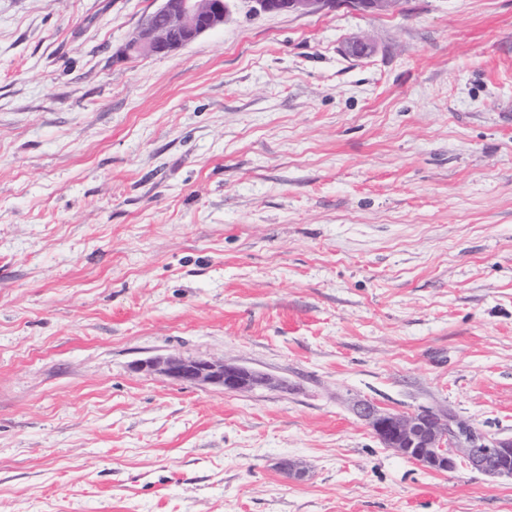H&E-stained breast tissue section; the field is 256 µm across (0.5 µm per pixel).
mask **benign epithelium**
Segmentation results:
<instances>
[{
    "instance_id": "benign-epithelium-1",
    "label": "benign epithelium",
    "mask_w": 512,
    "mask_h": 512,
    "mask_svg": "<svg viewBox=\"0 0 512 512\" xmlns=\"http://www.w3.org/2000/svg\"><path fill=\"white\" fill-rule=\"evenodd\" d=\"M159 7L140 24L124 53L168 54L181 49L227 20L234 0H159ZM264 13L308 14L331 5V0H249ZM135 370L158 374L182 384L211 386L225 392L264 389L277 385L269 374L235 363L208 359L156 356L136 363ZM353 412L377 439L398 455L435 470H448L463 458L475 471L492 479H512V438H492L455 416L437 423L433 411L407 415L388 413L369 401Z\"/></svg>"
}]
</instances>
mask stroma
I'll list each match as a JSON object with an SVG mask.
<instances>
[{
	"mask_svg": "<svg viewBox=\"0 0 512 512\" xmlns=\"http://www.w3.org/2000/svg\"><path fill=\"white\" fill-rule=\"evenodd\" d=\"M156 5L0 0V512H512L352 411L512 437V0L123 56ZM134 368L138 372L158 374L182 384L211 386L224 392L264 389L279 383L262 371L208 359L156 356L140 360Z\"/></svg>",
	"mask_w": 512,
	"mask_h": 512,
	"instance_id": "stroma-1",
	"label": "stroma"
}]
</instances>
